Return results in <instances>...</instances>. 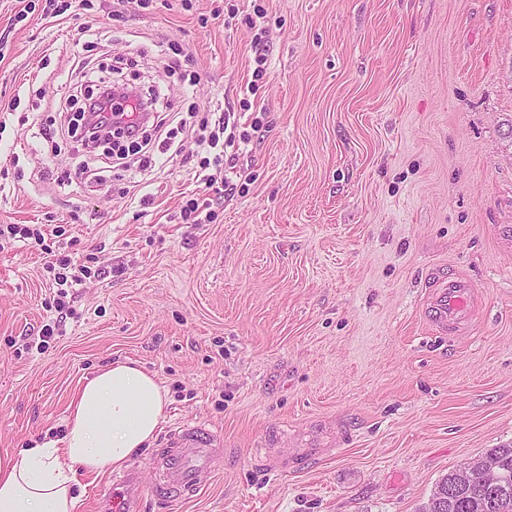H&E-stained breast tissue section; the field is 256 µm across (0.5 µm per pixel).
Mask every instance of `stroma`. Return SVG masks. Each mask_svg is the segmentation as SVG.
Instances as JSON below:
<instances>
[{"label": "stroma", "mask_w": 512, "mask_h": 512, "mask_svg": "<svg viewBox=\"0 0 512 512\" xmlns=\"http://www.w3.org/2000/svg\"><path fill=\"white\" fill-rule=\"evenodd\" d=\"M34 3L18 22L0 0V224L53 252L0 239V453L62 437L77 388L125 359L167 392L160 431L224 439L196 497L142 512H420L512 445V0H72L64 24ZM82 18L114 40L79 41ZM119 56L189 126L138 200L124 166L37 136L64 121L61 73ZM218 109L251 133L230 196L195 178ZM83 165L98 181L58 184ZM55 255L101 270L63 314ZM436 271L475 291L452 336L422 314ZM3 226L5 227L2 228V225H0V238L1 236H6L7 234V237L12 239H34L36 245L40 246L44 253L50 254L53 252L50 245L45 243V237L40 229H33L27 227V225H22V227H20V224H4ZM17 235H19V237H17Z\"/></svg>", "instance_id": "stroma-1"}]
</instances>
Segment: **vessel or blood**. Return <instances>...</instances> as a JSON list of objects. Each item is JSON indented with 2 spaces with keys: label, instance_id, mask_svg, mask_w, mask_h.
Instances as JSON below:
<instances>
[{
  "label": "vessel or blood",
  "instance_id": "1",
  "mask_svg": "<svg viewBox=\"0 0 512 512\" xmlns=\"http://www.w3.org/2000/svg\"><path fill=\"white\" fill-rule=\"evenodd\" d=\"M476 297L469 280L437 278L428 297L426 314L433 328L449 333L467 324ZM224 454L222 438L201 423L175 424L150 457L156 475L152 494L157 501L173 502L202 490ZM105 512H137L140 478L131 469L113 475L112 483L100 492Z\"/></svg>",
  "mask_w": 512,
  "mask_h": 512
}]
</instances>
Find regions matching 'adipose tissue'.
<instances>
[{
	"instance_id": "ef3b65f1",
	"label": "adipose tissue",
	"mask_w": 512,
	"mask_h": 512,
	"mask_svg": "<svg viewBox=\"0 0 512 512\" xmlns=\"http://www.w3.org/2000/svg\"><path fill=\"white\" fill-rule=\"evenodd\" d=\"M167 404L138 362L105 367L77 391L63 438L0 455V512H76L77 471L97 475L127 463L152 441Z\"/></svg>"
}]
</instances>
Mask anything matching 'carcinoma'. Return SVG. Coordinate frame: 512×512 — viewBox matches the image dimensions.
<instances>
[{
  "instance_id": "carcinoma-1",
  "label": "carcinoma",
  "mask_w": 512,
  "mask_h": 512,
  "mask_svg": "<svg viewBox=\"0 0 512 512\" xmlns=\"http://www.w3.org/2000/svg\"><path fill=\"white\" fill-rule=\"evenodd\" d=\"M483 459L501 475L495 494L484 490L479 476L465 487L458 503H450L443 496L448 494V484L456 480L451 472L440 480L422 512H512V446L494 448Z\"/></svg>"
}]
</instances>
